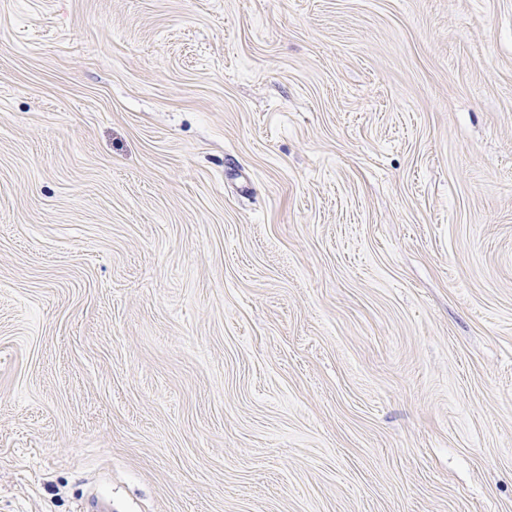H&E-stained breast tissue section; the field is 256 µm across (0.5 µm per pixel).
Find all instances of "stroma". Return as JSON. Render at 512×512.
Listing matches in <instances>:
<instances>
[{"instance_id": "obj_1", "label": "stroma", "mask_w": 512, "mask_h": 512, "mask_svg": "<svg viewBox=\"0 0 512 512\" xmlns=\"http://www.w3.org/2000/svg\"><path fill=\"white\" fill-rule=\"evenodd\" d=\"M512 512V0H0V512Z\"/></svg>"}]
</instances>
